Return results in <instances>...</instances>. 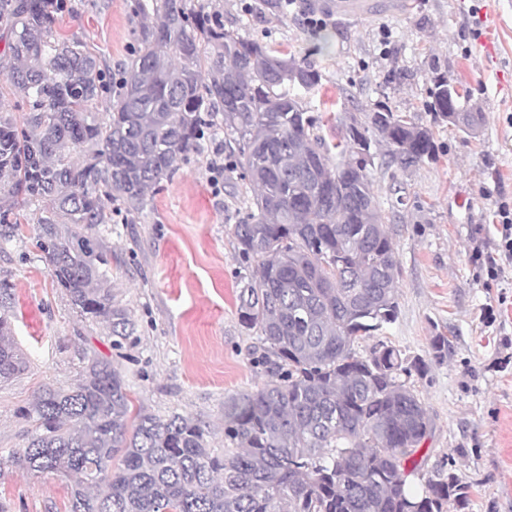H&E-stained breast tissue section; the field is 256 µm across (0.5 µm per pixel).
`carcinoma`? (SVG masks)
Instances as JSON below:
<instances>
[{"mask_svg":"<svg viewBox=\"0 0 512 512\" xmlns=\"http://www.w3.org/2000/svg\"><path fill=\"white\" fill-rule=\"evenodd\" d=\"M133 58L112 108L106 68L79 39L61 40L62 11L47 0H0V73L20 115L0 113V224L14 235L40 212L36 245L74 312L112 338L133 330L112 296V254L73 227L112 223L105 203L137 213L179 161L218 130L249 198L234 225L245 284L241 323L261 345L254 391L224 402V452L180 414L133 410L122 372L85 356L69 389L44 388L26 411L34 432L0 458L32 475L70 481V512H464L469 486L454 472L407 487L406 462L433 432L401 351L354 343L398 317L401 270L367 167L345 168L375 145L410 168L434 153L433 132L384 106L353 130L335 118L336 142L305 94L320 73L287 52L224 29L191 0H134ZM433 109L465 132L448 80ZM457 111H448V105ZM85 152L82 162L71 152ZM0 280V382L27 368Z\"/></svg>","mask_w":512,"mask_h":512,"instance_id":"carcinoma-1","label":"carcinoma"}]
</instances>
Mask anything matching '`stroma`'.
<instances>
[{
    "instance_id": "35a3bbf8",
    "label": "stroma",
    "mask_w": 512,
    "mask_h": 512,
    "mask_svg": "<svg viewBox=\"0 0 512 512\" xmlns=\"http://www.w3.org/2000/svg\"><path fill=\"white\" fill-rule=\"evenodd\" d=\"M229 30L259 40L322 75L311 113L365 120L378 105L432 129L433 160L407 171L373 150L368 166L401 266L399 315L374 336L355 342L369 357L379 344L400 349L425 373L412 383L435 422L414 459L409 482L455 472L470 487L467 512H512V273L487 284L474 249L492 247L501 200L512 202V0H407L347 18L331 14L325 29L308 31L278 0H203ZM58 30L87 44L113 72L134 46L131 0H70ZM390 31L382 51L381 28ZM457 78L478 103L483 122L468 135L436 117L430 97L435 73ZM223 133L205 137L198 153L179 162L147 206L92 229L112 252V293L132 316L134 331L116 348L102 328L82 320L56 288L36 246L35 219L20 235L0 239V279L13 285V338L26 371L0 384V456L25 447L33 424L24 415L44 386L74 383L83 356L108 357L121 369L134 406L158 417L177 413L204 424L210 447L224 445V402L255 390L264 377L250 359L259 332L237 314L242 261L234 224L246 199L235 174L224 175V199L208 185L207 162ZM496 319L484 322L486 308ZM448 339L435 361L430 342ZM64 477H35L0 467V503L8 512H67Z\"/></svg>"
}]
</instances>
